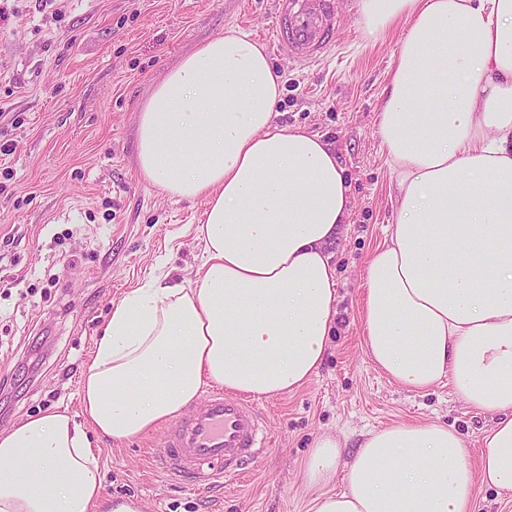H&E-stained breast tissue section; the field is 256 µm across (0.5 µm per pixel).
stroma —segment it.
<instances>
[{"instance_id":"obj_1","label":"stroma","mask_w":512,"mask_h":512,"mask_svg":"<svg viewBox=\"0 0 512 512\" xmlns=\"http://www.w3.org/2000/svg\"><path fill=\"white\" fill-rule=\"evenodd\" d=\"M335 48L305 68L272 54L283 74L276 121L320 133L351 187L347 232L332 247L338 316L324 361L298 390L255 399L271 436L242 474L199 488L149 460L162 429L93 440L104 493L144 512H308L304 461L321 435L350 463L365 434L443 422L472 459L492 421L451 384L415 393L391 382L363 345L364 276L393 215L379 102L402 27L373 38L358 0H338ZM231 27L265 45L274 0H0V430L61 407L81 411L79 380L113 303L155 274L195 283L203 246L199 200L173 198L136 165L139 109L181 56ZM338 469L331 490L346 485Z\"/></svg>"}]
</instances>
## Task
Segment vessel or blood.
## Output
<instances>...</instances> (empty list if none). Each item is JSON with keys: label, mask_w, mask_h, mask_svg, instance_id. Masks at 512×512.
<instances>
[{"label": "vessel or blood", "mask_w": 512, "mask_h": 512, "mask_svg": "<svg viewBox=\"0 0 512 512\" xmlns=\"http://www.w3.org/2000/svg\"><path fill=\"white\" fill-rule=\"evenodd\" d=\"M276 20V52L302 66L327 52L341 22L336 0H277ZM267 440L254 404L217 390L170 425L154 454L172 475L206 486L241 470L266 450Z\"/></svg>", "instance_id": "1"}]
</instances>
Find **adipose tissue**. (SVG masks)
Here are the masks:
<instances>
[{
  "label": "adipose tissue",
  "instance_id": "ef3b65f1",
  "mask_svg": "<svg viewBox=\"0 0 512 512\" xmlns=\"http://www.w3.org/2000/svg\"><path fill=\"white\" fill-rule=\"evenodd\" d=\"M369 35L404 23L378 135L395 176L389 232L365 273L364 347L390 381H450L490 417L478 463L437 422L368 432L347 487L319 437L312 512H475L478 486L512 494V0H359ZM282 79L230 29L156 81L137 122L143 180L199 200L194 285L151 279L113 304L85 364L80 416L53 410L0 430V512H144L102 494L90 437L124 442L195 406L204 386L258 398L317 372L336 320L330 246L352 197L321 134L283 127Z\"/></svg>",
  "mask_w": 512,
  "mask_h": 512
}]
</instances>
